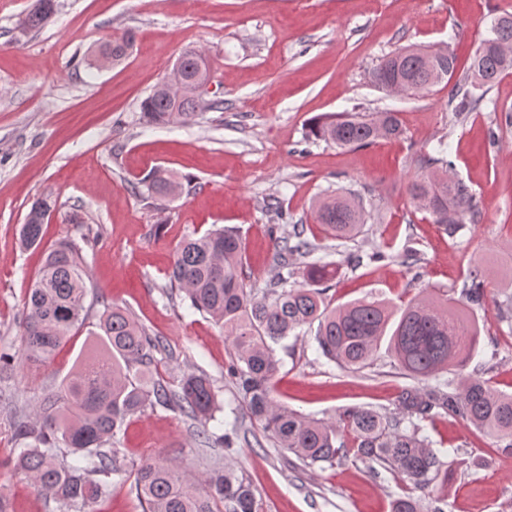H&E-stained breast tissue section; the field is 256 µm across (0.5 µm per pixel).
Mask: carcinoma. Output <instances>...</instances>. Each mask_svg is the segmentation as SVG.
I'll use <instances>...</instances> for the list:
<instances>
[{"instance_id":"obj_1","label":"carcinoma","mask_w":512,"mask_h":512,"mask_svg":"<svg viewBox=\"0 0 512 512\" xmlns=\"http://www.w3.org/2000/svg\"><path fill=\"white\" fill-rule=\"evenodd\" d=\"M56 12V0H35L19 28L26 34L34 32ZM132 44L129 31L113 37L98 48V60L103 65L118 63ZM429 52L409 46L385 57L372 73L373 82L383 91L396 83L415 96L450 83L454 112H476L484 97L471 88L491 86L512 70V13L493 19L490 36L481 42L464 77L457 76L453 53L434 50L430 53L440 58L445 74L444 80H438L425 59ZM205 60L199 49L183 51L179 57L183 84H189ZM210 107L187 91L179 96L157 84L141 102V120L151 126L186 124ZM404 134L398 113L369 112L316 118L309 123L307 137L352 148L379 139L400 140ZM439 146L437 154L420 157L425 174L409 184V193L418 210L454 237L465 228V213L477 222L481 212L465 182L450 174L453 164L444 142ZM140 185L152 198H173L182 192L175 176L160 168ZM56 206L51 194L32 202L19 233L23 249L42 245L45 220ZM370 218L363 203L345 193L319 200L314 211L315 221L337 241L354 240ZM319 249L305 237L303 225H292L274 245L278 280L260 292L244 274L245 248L237 230L224 227L194 233L175 247L167 272L169 288L183 293L192 308L224 330L231 354L229 373L250 418L307 466L331 463L351 453L371 473L382 468L421 491L436 482L444 466L422 436L423 422L458 417L512 450V394L480 377L456 374L441 379L450 366L463 370L477 348V329L446 299L418 298L395 309L371 296L328 308L321 285L336 276L333 263L307 262L303 281L290 282L295 259ZM90 282L82 247L75 240L60 239L43 252L24 301V359L51 361L83 326ZM483 300L481 272L473 269L462 283L459 302L480 307ZM305 326L315 330L321 354L341 370L357 373L370 367L384 345L387 356L414 384L401 389L393 410L357 406L334 418L317 419L289 409L274 397L280 368L274 345ZM98 328L100 333L89 347L91 358L82 360L59 385L43 389L36 397L34 419L21 417L15 423V438L23 445L12 458L15 468L55 501L60 512H94L93 505L109 496L106 478L127 472L125 454L117 448L118 435L149 408L177 411L197 422L202 446L216 439L227 448L233 444L229 434L215 438L208 431L216 392L207 375L187 373L176 390L164 385L156 366L163 343L126 307L105 305ZM131 491L143 512H260L251 483L228 466L212 469L200 488L174 460L143 462L134 471ZM437 502L430 494L423 499L408 495L393 501L392 512H443Z\"/></svg>"}]
</instances>
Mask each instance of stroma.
Returning <instances> with one entry per match:
<instances>
[{"instance_id":"1","label":"stroma","mask_w":512,"mask_h":512,"mask_svg":"<svg viewBox=\"0 0 512 512\" xmlns=\"http://www.w3.org/2000/svg\"><path fill=\"white\" fill-rule=\"evenodd\" d=\"M32 0H0V351L20 354L26 294L42 262L19 247L32 202L57 200L45 244L99 236L83 256L91 276L84 326L55 359L0 375V512H57L10 462L14 420L49 385L59 384L88 351L104 304L130 308L164 351L160 374L176 387L185 372L212 380L218 408L210 432L236 431L232 448L200 447L194 421L164 408L128 427V462L174 459L204 478L227 464L252 483L262 512H391L407 487L387 471L369 474L349 457L305 466L281 450L241 405L224 335L211 318L171 295L166 273L180 239L213 226L237 228L253 287L277 277L272 236L302 224L318 257L341 270L324 299L336 307L374 294L402 306L460 289L473 261L485 270L483 306L465 309L480 329L465 374L512 394V328L497 305L512 294V73L485 93L481 111L455 115L448 87L419 98L374 86L383 58L411 46H445L465 72L494 17L512 0H58L51 23L21 42L13 28ZM133 30L119 64L99 68L92 53L108 36ZM203 48L211 64L204 97L211 109L184 125L149 126L140 103L180 53ZM398 113L406 134L351 150L305 139L307 123L340 112ZM448 145L455 174L476 197L482 219L449 237L418 211L409 183L420 156ZM177 171L178 198L159 201L133 186L150 170ZM354 192L375 214L355 240L326 237L313 205L324 193ZM280 209H273V202ZM383 261L354 267L352 252ZM417 252V270L400 263ZM276 396L305 415L330 418L347 406L393 408L410 380L387 355L359 373L325 359L309 330L276 347ZM448 480L434 489L445 512H512V452L455 417L425 423Z\"/></svg>"}]
</instances>
